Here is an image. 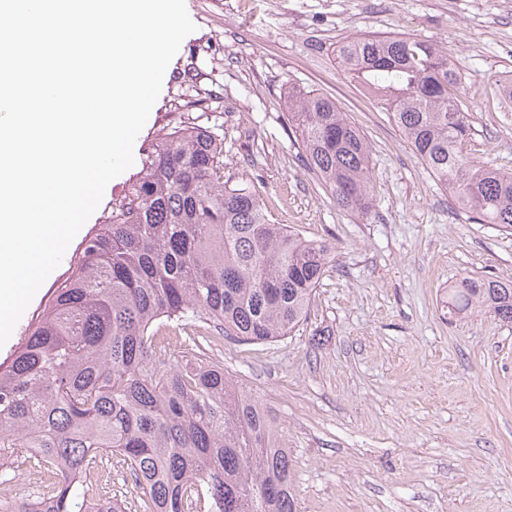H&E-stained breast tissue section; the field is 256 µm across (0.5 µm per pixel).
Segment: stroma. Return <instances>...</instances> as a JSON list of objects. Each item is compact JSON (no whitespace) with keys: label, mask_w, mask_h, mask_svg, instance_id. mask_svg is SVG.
Instances as JSON below:
<instances>
[{"label":"stroma","mask_w":512,"mask_h":512,"mask_svg":"<svg viewBox=\"0 0 512 512\" xmlns=\"http://www.w3.org/2000/svg\"><path fill=\"white\" fill-rule=\"evenodd\" d=\"M196 26L81 229L135 182L161 130L224 129V175L263 182L273 220L334 248L303 325L225 337L211 356L288 444L298 512H512V323L445 305L465 277L512 281V230L477 224L417 161L389 112L334 53L359 33L447 49L473 103L475 160L512 172V0H186ZM335 99L371 147L370 215L340 209L288 124V89Z\"/></svg>","instance_id":"1"}]
</instances>
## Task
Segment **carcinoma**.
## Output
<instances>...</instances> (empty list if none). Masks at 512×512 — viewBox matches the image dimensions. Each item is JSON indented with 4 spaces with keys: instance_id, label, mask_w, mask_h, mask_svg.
<instances>
[{
    "instance_id": "carcinoma-1",
    "label": "carcinoma",
    "mask_w": 512,
    "mask_h": 512,
    "mask_svg": "<svg viewBox=\"0 0 512 512\" xmlns=\"http://www.w3.org/2000/svg\"><path fill=\"white\" fill-rule=\"evenodd\" d=\"M344 71L390 112L416 159L480 224L512 228V173L472 160L470 106L448 52L410 35L353 36ZM308 169L344 210L373 207L370 149L333 99L288 89ZM333 247L273 224L259 187L224 181V135L194 123L158 137L131 191L86 236L7 364L0 458L53 475L41 512H124L82 482L103 460L134 481L137 512H296L283 435L224 364L226 336L266 343L307 320ZM512 322V281L462 279L448 312ZM216 335L198 332V323ZM198 351L192 365L176 348Z\"/></svg>"
}]
</instances>
